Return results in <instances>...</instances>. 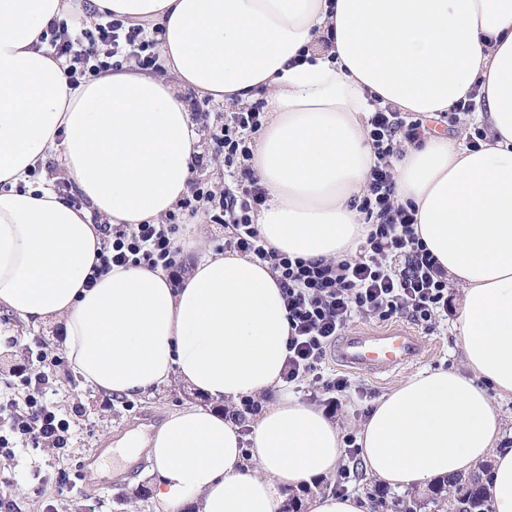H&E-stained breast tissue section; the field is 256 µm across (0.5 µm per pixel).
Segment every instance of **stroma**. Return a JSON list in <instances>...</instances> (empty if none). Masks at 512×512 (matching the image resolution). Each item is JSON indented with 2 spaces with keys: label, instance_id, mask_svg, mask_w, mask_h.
<instances>
[{
  "label": "stroma",
  "instance_id": "1",
  "mask_svg": "<svg viewBox=\"0 0 512 512\" xmlns=\"http://www.w3.org/2000/svg\"><path fill=\"white\" fill-rule=\"evenodd\" d=\"M462 290L456 285L448 287V313L440 317L434 330L423 331L429 346V355L392 376L375 379L349 373L350 388L338 395L336 420L343 434H357L360 424L373 410L380 396L412 375L437 367L459 369L463 356L455 330ZM58 326L48 324L38 330L24 328L5 308H0V392L13 379L12 366L17 354L27 352L29 346L41 343L47 348L57 346ZM55 399L61 415L69 419L73 431L71 448L59 457L48 449H20L14 458H0V476L11 479V488L19 512H153L151 498L144 489L150 488V464L140 459L124 472L118 486L93 488L83 476V463L88 450L110 448V455L101 461L103 469H111L122 458L117 455L120 437L125 427L136 420L150 419L159 426L170 413L188 405L204 404V397L188 386L175 383L152 393L131 397L130 400H107L105 394L86 384L71 364H64L54 382ZM10 391V390H7ZM16 402H23L26 392L10 391ZM68 476L70 484L59 488L61 476Z\"/></svg>",
  "mask_w": 512,
  "mask_h": 512
}]
</instances>
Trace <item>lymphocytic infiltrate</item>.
<instances>
[{
    "label": "lymphocytic infiltrate",
    "mask_w": 512,
    "mask_h": 512,
    "mask_svg": "<svg viewBox=\"0 0 512 512\" xmlns=\"http://www.w3.org/2000/svg\"><path fill=\"white\" fill-rule=\"evenodd\" d=\"M48 33L49 47L56 58L65 60L68 79L75 84L128 60L143 70L159 68L157 38L148 36L144 25L125 18L87 12L70 24H50ZM196 119L199 132L223 156L225 167L232 169L233 180L224 185L191 182L189 195L158 224L98 222L101 251L87 285H94L115 265L161 267L175 282H182L187 268L179 261L177 226L202 214L224 227L217 253L239 254L267 264L273 273L290 328L282 372L285 383L312 379L326 391H345L347 379L323 377L321 365L355 314L381 320L404 315L432 330L438 314L448 308L447 273L415 232L414 205L397 201L393 165L401 146L422 144L427 137L425 118L389 103L371 113L367 125L375 161L364 193L353 202L365 216L367 234L357 256L340 260L293 258L264 242L255 217L267 201V190L250 164V136L264 121L260 104L226 113L216 124L202 112ZM30 357L37 371L20 378L28 390L25 412L16 411L14 400H0L1 457H13L20 446L58 452L70 447V422L53 399L55 375L64 358L41 346Z\"/></svg>",
    "instance_id": "obj_1"
}]
</instances>
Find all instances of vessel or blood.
Returning <instances> with one entry per match:
<instances>
[{"label":"vessel or blood","mask_w":512,"mask_h":512,"mask_svg":"<svg viewBox=\"0 0 512 512\" xmlns=\"http://www.w3.org/2000/svg\"><path fill=\"white\" fill-rule=\"evenodd\" d=\"M427 354L422 336L403 322L354 326L334 351L339 365L376 378L421 361Z\"/></svg>","instance_id":"obj_1"}]
</instances>
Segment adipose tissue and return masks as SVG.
<instances>
[{"label": "adipose tissue", "mask_w": 512, "mask_h": 512, "mask_svg": "<svg viewBox=\"0 0 512 512\" xmlns=\"http://www.w3.org/2000/svg\"><path fill=\"white\" fill-rule=\"evenodd\" d=\"M161 32L162 70L133 64L71 86L44 40L72 0H0V306L23 325L61 326L81 377L106 394L188 385L207 405L171 413L131 446L154 475L155 512H278L284 489L332 476L341 427L281 392L289 327L267 266L198 253L167 272L112 267L85 280L96 221L156 224L190 190L201 134L179 88L228 108L261 103L251 164L268 192L266 244L304 259L356 255L350 205L374 156L367 120L382 100L429 119L473 86L489 141L434 134L402 146L396 197L463 302L462 369L425 370L383 394L359 430L368 475L396 489L495 460L493 512H512V451L490 395L512 398V0H91ZM334 40L321 49L326 34ZM58 156L86 199H60L36 168ZM271 395L241 433L224 413Z\"/></svg>", "instance_id": "obj_1"}]
</instances>
